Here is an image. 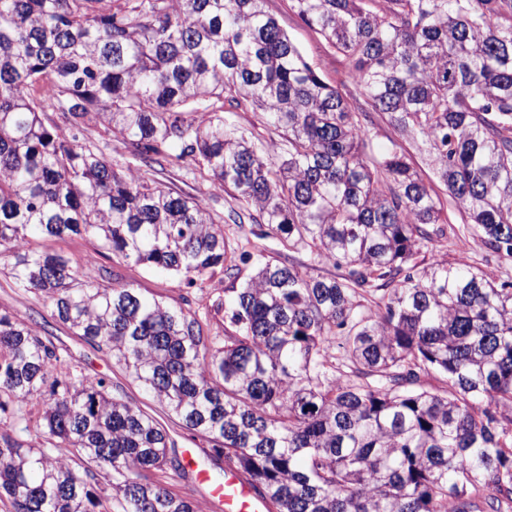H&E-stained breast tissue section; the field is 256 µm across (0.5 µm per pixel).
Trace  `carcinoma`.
Wrapping results in <instances>:
<instances>
[{
  "label": "carcinoma",
  "mask_w": 512,
  "mask_h": 512,
  "mask_svg": "<svg viewBox=\"0 0 512 512\" xmlns=\"http://www.w3.org/2000/svg\"><path fill=\"white\" fill-rule=\"evenodd\" d=\"M266 2L0 0V261L274 512H512V0H290L352 97ZM47 111L155 171L188 158L237 205L217 224ZM238 111L275 137L258 147L224 119ZM374 112L421 143L446 196L399 141L373 145ZM447 196L501 276L415 262L447 234ZM226 224L251 228L232 247ZM69 236L201 294L253 272L176 308L31 246ZM168 472L186 467L150 413L0 313L9 512H199ZM266 6L281 28L301 48L308 60L318 68L325 81L337 84L344 67L342 57L301 21L290 9L289 0H267ZM80 138L82 142L97 147L108 158L122 161H124V158H128V154L122 145L110 138L100 127L89 126L80 134Z\"/></svg>",
  "instance_id": "1"
}]
</instances>
